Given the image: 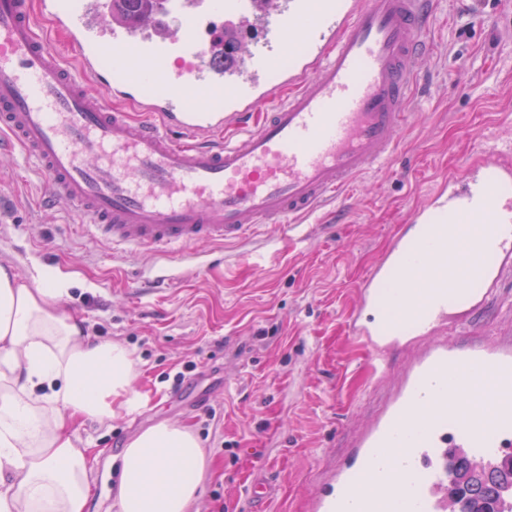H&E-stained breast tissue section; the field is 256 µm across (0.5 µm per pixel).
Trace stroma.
I'll return each mask as SVG.
<instances>
[{
	"mask_svg": "<svg viewBox=\"0 0 512 512\" xmlns=\"http://www.w3.org/2000/svg\"><path fill=\"white\" fill-rule=\"evenodd\" d=\"M435 26L394 164L361 176L332 212L269 227L253 245H193L166 260L116 251L73 233L69 208H39V178L10 176L20 155L0 162V264L63 281L91 334L132 350L134 386L148 398L138 413L76 424L82 445L99 453L87 512H116L112 457L162 420L190 425L211 461L193 512H254L247 488L256 478L268 489L264 512H306L348 457L409 358L393 352L386 377L372 376L347 330L358 285L436 174L463 168L495 120L512 115V0H438ZM511 330L512 275L470 332L447 337Z\"/></svg>",
	"mask_w": 512,
	"mask_h": 512,
	"instance_id": "1",
	"label": "stroma"
}]
</instances>
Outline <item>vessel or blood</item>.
<instances>
[{
	"instance_id": "b4317fda",
	"label": "vessel or blood",
	"mask_w": 512,
	"mask_h": 512,
	"mask_svg": "<svg viewBox=\"0 0 512 512\" xmlns=\"http://www.w3.org/2000/svg\"><path fill=\"white\" fill-rule=\"evenodd\" d=\"M434 0H0V140L73 230L169 257L248 244L392 161L433 49ZM49 17L68 62L41 37ZM253 27L259 40L226 44ZM133 105L135 113L125 112ZM512 274V128L441 174L358 287L351 334L415 348L384 411L308 512H447L449 449L512 448V338L448 343Z\"/></svg>"
}]
</instances>
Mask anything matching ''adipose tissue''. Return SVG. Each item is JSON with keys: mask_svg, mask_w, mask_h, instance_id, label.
<instances>
[{"mask_svg": "<svg viewBox=\"0 0 512 512\" xmlns=\"http://www.w3.org/2000/svg\"><path fill=\"white\" fill-rule=\"evenodd\" d=\"M65 284L0 264V512H86L88 451L74 435L146 401L132 351L85 333ZM117 512H191L208 456L189 426L158 422L116 455Z\"/></svg>", "mask_w": 512, "mask_h": 512, "instance_id": "adipose-tissue-1", "label": "adipose tissue"}]
</instances>
